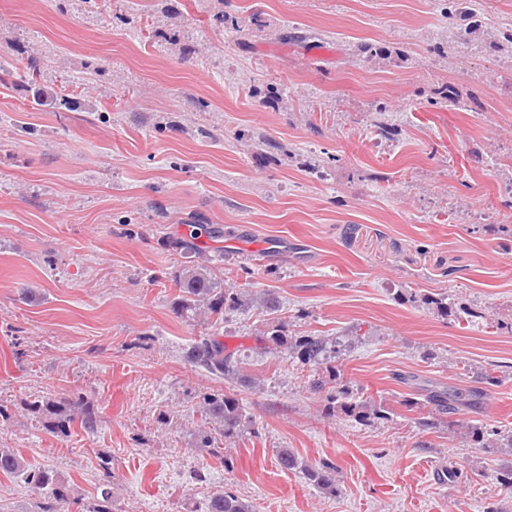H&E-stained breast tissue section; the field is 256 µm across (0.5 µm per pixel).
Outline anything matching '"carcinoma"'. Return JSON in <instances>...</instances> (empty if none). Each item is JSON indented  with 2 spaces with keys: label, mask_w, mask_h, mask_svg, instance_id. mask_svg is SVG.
I'll return each mask as SVG.
<instances>
[{
  "label": "carcinoma",
  "mask_w": 512,
  "mask_h": 512,
  "mask_svg": "<svg viewBox=\"0 0 512 512\" xmlns=\"http://www.w3.org/2000/svg\"><path fill=\"white\" fill-rule=\"evenodd\" d=\"M41 68L33 61L21 56L0 64V84L3 86L22 84L32 91V99L38 105H48L57 112H72L76 106L74 88L76 84L68 78L60 82L59 89L48 92L39 84ZM187 265L173 277L177 296L172 310L179 317L193 319L201 315L219 320L224 314L239 310L250 303L272 314L277 312V297L264 289L256 297L244 299L240 290L224 287V281L212 272L201 259L202 248L195 237L176 242ZM264 347L280 349L297 359L302 365L319 367L327 365L343 354L350 346L348 337L308 334L289 336L285 326L273 324L262 333ZM183 359L208 374L239 383H249L251 378L243 373V359L239 350H231L217 336H201L183 350ZM499 383V378L486 372L480 376V385L464 389H444L430 386L425 389L423 406L431 408L440 420H448L453 426L459 422L457 416L464 409L477 403L486 395V386ZM326 383L317 378L312 388L321 391ZM327 390V389H325ZM326 406L331 411L341 410L358 419L374 418L387 420L390 412L373 396L353 392L345 384H337L327 390ZM202 414L208 430L203 432L201 447L209 448L217 437L231 438L239 435L245 427L246 415L239 399L224 393H209L203 396ZM27 410L44 421L45 428L58 436L68 435L71 425L79 423L87 433L97 431L100 417L90 400L83 396L74 398L39 396L27 404ZM277 466L286 471L300 470L313 486L330 491L336 487V466L323 463L318 467H307L299 461L290 448L275 450ZM0 474L19 478L40 492L33 512H62L67 503L65 487L57 470L44 466L30 467L21 453L13 448L0 447ZM86 512H113L112 484L100 487V496L90 503ZM207 512H255L251 501L232 492H222L208 499Z\"/></svg>",
  "instance_id": "obj_1"
}]
</instances>
